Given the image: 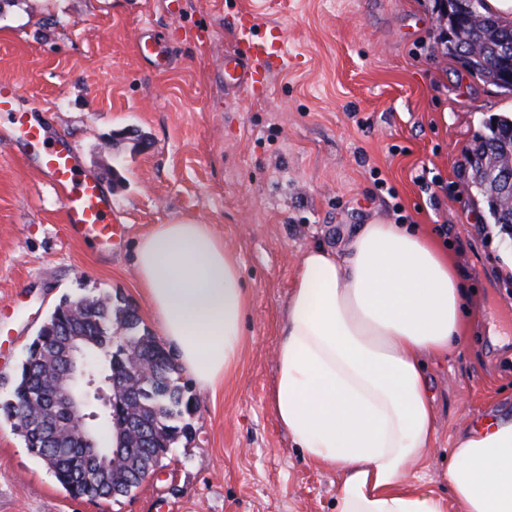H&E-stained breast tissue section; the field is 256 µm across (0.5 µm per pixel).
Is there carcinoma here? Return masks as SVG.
Segmentation results:
<instances>
[{
	"label": "carcinoma",
	"instance_id": "cac0c4a2",
	"mask_svg": "<svg viewBox=\"0 0 512 512\" xmlns=\"http://www.w3.org/2000/svg\"><path fill=\"white\" fill-rule=\"evenodd\" d=\"M455 39L442 44L446 53L458 57L470 54V74L492 84L505 93L504 73L512 70V22L485 10V0H465V11ZM471 153L486 159L472 177V184L481 194L488 220L502 227H512V212L497 206L501 188L497 182L499 161L512 153V115L498 116L487 123V133L475 139ZM141 319L135 309L109 297H63L45 318L30 343L21 364L9 399L0 402V413L13 421L14 431L26 447L51 472L55 480L75 498H110L112 489L98 488L78 480L85 466L81 448L72 440L42 445L35 441L34 428L27 416L39 407L49 390L56 363L50 358L67 337L76 332L86 336L110 338L120 331V339L128 349L138 353L140 367L134 369L124 359H110L109 369L121 376L135 378L138 399L128 404L123 395L115 396L116 421L130 420L142 428L149 439L133 437V453L126 463L131 482L120 486L122 497L137 489L154 467L164 466L172 448L192 434L188 417L194 410L193 398L186 395L178 382L176 368L157 339L140 331Z\"/></svg>",
	"mask_w": 512,
	"mask_h": 512
}]
</instances>
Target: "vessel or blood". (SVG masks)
<instances>
[{"label": "vessel or blood", "instance_id": "b4317fda", "mask_svg": "<svg viewBox=\"0 0 512 512\" xmlns=\"http://www.w3.org/2000/svg\"><path fill=\"white\" fill-rule=\"evenodd\" d=\"M238 46L224 56V84L234 91L263 93L272 69L287 61L281 37L275 32L258 36L252 16L237 17ZM15 84L0 82V112L15 115V139L32 166L59 193L71 238L98 245L116 244L127 232L126 225L112 221V199L100 181L77 168L71 140L48 137L27 109L18 107Z\"/></svg>", "mask_w": 512, "mask_h": 512}]
</instances>
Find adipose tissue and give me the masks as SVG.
I'll use <instances>...</instances> for the list:
<instances>
[{
	"mask_svg": "<svg viewBox=\"0 0 512 512\" xmlns=\"http://www.w3.org/2000/svg\"><path fill=\"white\" fill-rule=\"evenodd\" d=\"M134 266L162 336L201 387L235 370L248 298L211 225L156 224ZM458 265L414 228L362 225L343 252L307 250L288 296L271 401L311 464L337 471L336 512H512V416L465 430L445 477L419 482L436 437L427 356L465 336Z\"/></svg>",
	"mask_w": 512,
	"mask_h": 512,
	"instance_id": "1",
	"label": "adipose tissue"
}]
</instances>
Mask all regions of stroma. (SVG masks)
I'll return each instance as SVG.
<instances>
[{"instance_id":"35a3bbf8","label":"stroma","mask_w":512,"mask_h":512,"mask_svg":"<svg viewBox=\"0 0 512 512\" xmlns=\"http://www.w3.org/2000/svg\"><path fill=\"white\" fill-rule=\"evenodd\" d=\"M285 38L288 64L262 97L224 91L234 18ZM437 0H20L0 16V81L37 102L102 180L124 242L69 237L61 199L25 162L0 112V399L62 297L109 296L159 329L133 268L152 225H211L249 297L236 370L218 390L186 372L193 437L131 496L71 497L0 418V512H336L335 471L308 464L271 390L303 252L343 251L362 225L416 224L453 255L472 317L459 352L427 359L437 439L426 486L450 495L446 459L474 420L512 410V274L497 227L467 189L466 151L512 94L436 43ZM166 38L167 67L136 52ZM443 187L425 191L421 172ZM446 234H436L438 226Z\"/></svg>"}]
</instances>
